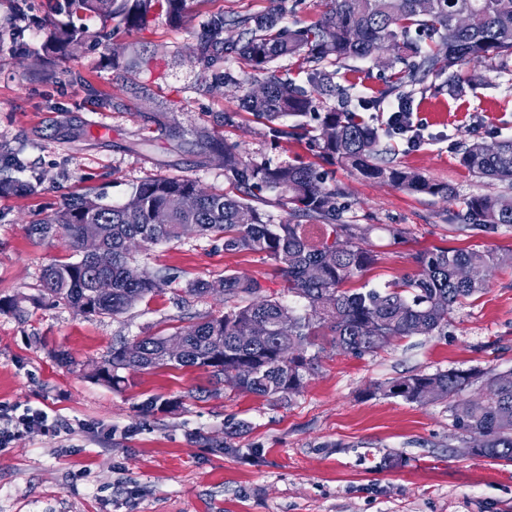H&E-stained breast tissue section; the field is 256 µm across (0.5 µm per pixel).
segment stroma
I'll return each mask as SVG.
<instances>
[{
    "instance_id": "stroma-1",
    "label": "stroma",
    "mask_w": 512,
    "mask_h": 512,
    "mask_svg": "<svg viewBox=\"0 0 512 512\" xmlns=\"http://www.w3.org/2000/svg\"><path fill=\"white\" fill-rule=\"evenodd\" d=\"M267 0H187L173 23L157 14L111 42L40 60L55 0H0V175L33 185L0 197V407L41 409L52 430L32 429L0 446V512H512V462L471 454L454 436L446 404L420 405L376 393L380 382L448 369H512V265L494 269L478 296L454 308L429 336H409L356 357L325 346L292 400L212 384L191 367L127 372L118 387L97 369L121 340L167 336L201 314L219 315L224 297L186 295L197 279L236 272L303 309L274 263L253 252L187 235L138 251V267L173 283L149 304L118 317H85L45 298L41 275L72 252L33 223L72 192L95 190L123 202L133 185L188 177L228 190L219 156L197 145L199 130H222L251 159L311 161L304 141H273L240 105L242 91L216 84L194 53L202 23L224 10L249 15ZM458 96L415 93L420 145L385 137L395 164L452 185L456 199L415 194L330 167L347 193L339 220L368 224L378 260L363 283L384 288L416 270L436 247L512 254V229L458 230L464 201L503 193L504 184L467 171L459 144L512 136V70L464 65ZM404 227L393 238L391 225ZM70 354L63 366L56 351ZM177 399L174 410L164 401ZM157 406L146 409L147 401Z\"/></svg>"
}]
</instances>
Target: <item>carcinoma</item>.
Wrapping results in <instances>:
<instances>
[{
    "mask_svg": "<svg viewBox=\"0 0 512 512\" xmlns=\"http://www.w3.org/2000/svg\"><path fill=\"white\" fill-rule=\"evenodd\" d=\"M187 0H62L63 21L52 22L44 49L84 42L88 15L103 19L94 38L112 40L120 28L143 27L159 11L178 17ZM327 10L313 24L300 29L282 25L294 5L290 0H268L266 9L249 16L229 12L211 14L196 44L197 59L215 68L228 59L246 63L252 81L265 87L255 95L246 89L243 109L268 124L275 140L294 136L307 139L308 149L327 163H340L362 177L389 183L413 193L452 200L448 184L435 183L420 172L382 158L379 129L351 109L348 62L372 59L390 72L383 88L361 101L369 110L391 96L409 104L417 91L429 88V79L444 78L438 89L453 94L460 88L459 68L465 64H495L508 68L512 59V0H432L428 11L419 0H326ZM237 31L236 38L224 33ZM283 56L306 65L308 87L297 85L269 70ZM336 69L329 70L327 65ZM346 84H341L338 79ZM336 95L341 105L318 111L317 97ZM313 116L318 128H292L287 116ZM210 148L224 159V177L236 193L208 191L184 177H158L134 186L121 204L105 201L101 193L66 196L49 219L35 226L44 237L60 236L77 259L52 263L43 269L44 295L63 301L85 316H119L147 302L171 284L160 274L138 273L134 247L144 249L179 241L191 231L223 241L224 251H251L266 255L276 266L288 292L306 302L301 314L264 294L255 278L226 274L219 281L197 279L186 293L202 297L219 289L224 314L204 315L177 329L173 336L185 343V353L171 356L165 336H141L112 348L98 377L112 385L124 381V371L163 366L196 367L221 384L241 377L242 391L289 399L304 387L317 356L327 341L356 357L375 353L392 341L413 335H431L448 322L462 300L485 289L486 279L467 280L460 270H487L505 262L488 250L435 248L415 257L417 271L399 283L378 289L346 284L377 262L362 242L369 231L363 224H338L343 211V189L329 185L316 168L303 161L273 165L244 157L238 146L220 145L208 137ZM461 163L480 178L512 186V138L496 141V149L473 141L464 145ZM195 206L182 207L186 197ZM275 203L287 217L272 223L261 206ZM467 218L488 232L512 228V201L500 194L475 195L466 201ZM167 222L158 224V212ZM93 228L103 249L112 253V267L97 269L81 248L87 228ZM267 329V339L254 340L253 328ZM481 383L479 393L466 391ZM386 396L426 404L448 403L455 435L469 444L481 437L474 454L512 462V370L494 372L449 369L413 374L377 384Z\"/></svg>",
    "mask_w": 512,
    "mask_h": 512,
    "instance_id": "cac0c4a2",
    "label": "carcinoma"
}]
</instances>
